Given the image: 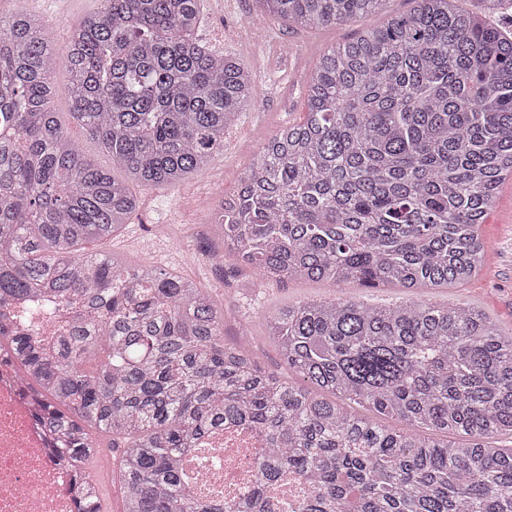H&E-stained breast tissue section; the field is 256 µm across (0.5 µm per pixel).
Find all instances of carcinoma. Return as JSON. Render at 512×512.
<instances>
[{
    "label": "carcinoma",
    "instance_id": "carcinoma-1",
    "mask_svg": "<svg viewBox=\"0 0 512 512\" xmlns=\"http://www.w3.org/2000/svg\"><path fill=\"white\" fill-rule=\"evenodd\" d=\"M71 26L69 77L52 81L54 24L0 13V354L71 475L76 512H101L83 464L96 436L120 453L124 512H265L285 472L313 491L290 512H512V336L476 308L346 298L267 320L288 369L264 372L224 343V311L192 281L85 245L137 210L131 187L87 157L72 118L112 164L175 184L224 152L253 98L237 55L196 38L203 0H99ZM281 23L323 29L389 0H259ZM417 6L323 48L302 121L281 128L214 224L236 266L265 285L367 288L463 283L482 268L479 234L512 175V17L505 0ZM59 313L51 344L13 309ZM234 422L267 451L251 491L203 499L182 458ZM56 112H58V119L61 122L64 129L70 134L73 140H75L82 151L91 159H93L99 166L104 168H112V162L110 158L101 152H99L97 145L94 141L89 139L85 131L79 127L70 115V106L64 99H60L56 102Z\"/></svg>",
    "mask_w": 512,
    "mask_h": 512
}]
</instances>
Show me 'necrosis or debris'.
Segmentation results:
<instances>
[{
	"instance_id": "necrosis-or-debris-1",
	"label": "necrosis or debris",
	"mask_w": 512,
	"mask_h": 512,
	"mask_svg": "<svg viewBox=\"0 0 512 512\" xmlns=\"http://www.w3.org/2000/svg\"><path fill=\"white\" fill-rule=\"evenodd\" d=\"M183 461L198 494L230 500L251 490L264 443L252 429L229 424ZM70 479L48 450L14 372L0 366V512H74Z\"/></svg>"
}]
</instances>
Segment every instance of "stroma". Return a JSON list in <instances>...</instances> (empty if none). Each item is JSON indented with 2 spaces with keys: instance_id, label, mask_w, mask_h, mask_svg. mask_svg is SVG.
I'll return each instance as SVG.
<instances>
[{
  "instance_id": "obj_1",
  "label": "stroma",
  "mask_w": 512,
  "mask_h": 512,
  "mask_svg": "<svg viewBox=\"0 0 512 512\" xmlns=\"http://www.w3.org/2000/svg\"><path fill=\"white\" fill-rule=\"evenodd\" d=\"M43 16L57 18L59 33L69 22L99 7V0H26ZM413 0H389L385 12L364 15L348 24L319 30L288 28L270 17L257 0H204L198 37L213 48L234 53L253 75V104L241 112L224 136V152L190 177L164 186H135L139 207L113 239L94 243L132 264L178 272L211 293L224 309V341L247 343L257 364L276 377L288 378L276 342L267 334L265 316L285 305L313 299L351 298L376 305L426 300L435 304L481 309L502 334L512 335V179L504 183L496 204L480 227L488 246L481 273L463 284L403 288H364L354 283L287 281L258 292L251 272L221 266L217 254L224 240L212 229L213 211L232 195L254 163L261 146L281 126L300 121L308 79L315 67L314 46L344 41L366 27L382 25L388 15L407 13ZM58 119L83 152L99 166L112 168L121 181L130 174L113 168L110 158L70 115L66 100L56 103ZM209 209H202V202Z\"/></svg>"
}]
</instances>
